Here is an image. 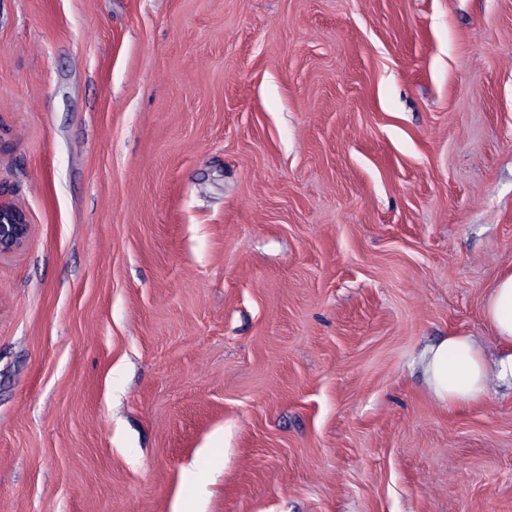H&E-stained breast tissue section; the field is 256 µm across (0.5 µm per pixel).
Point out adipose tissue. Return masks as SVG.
Segmentation results:
<instances>
[{
    "instance_id": "adipose-tissue-1",
    "label": "adipose tissue",
    "mask_w": 512,
    "mask_h": 512,
    "mask_svg": "<svg viewBox=\"0 0 512 512\" xmlns=\"http://www.w3.org/2000/svg\"><path fill=\"white\" fill-rule=\"evenodd\" d=\"M485 317L500 346L495 363H488L472 336H450L425 348L419 358L429 388L438 403L463 407L479 402L490 380L512 388V270L493 282Z\"/></svg>"
}]
</instances>
